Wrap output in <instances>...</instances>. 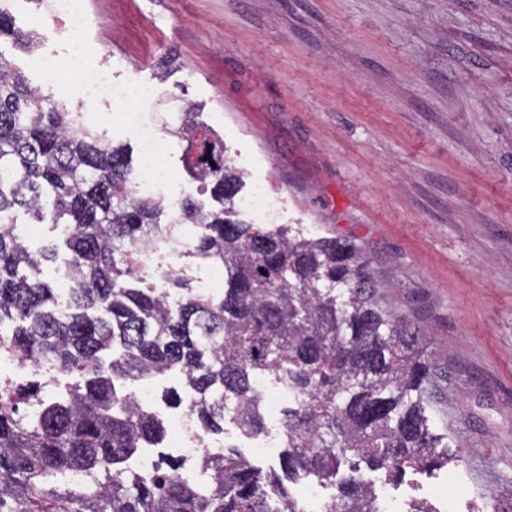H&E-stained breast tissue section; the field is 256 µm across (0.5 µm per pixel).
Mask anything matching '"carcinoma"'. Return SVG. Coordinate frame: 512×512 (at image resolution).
I'll return each instance as SVG.
<instances>
[{
  "instance_id": "carcinoma-1",
  "label": "carcinoma",
  "mask_w": 512,
  "mask_h": 512,
  "mask_svg": "<svg viewBox=\"0 0 512 512\" xmlns=\"http://www.w3.org/2000/svg\"><path fill=\"white\" fill-rule=\"evenodd\" d=\"M2 42L21 54L0 52V359L48 360L75 382L59 397L33 371L24 384L0 381V512H297L285 478L328 482L355 458L390 480L448 463L426 415L439 379L426 336L382 301L354 240L234 219L241 174L217 129L188 110L174 129L179 163L219 207L177 205V222L199 225L182 256L221 270L224 288L180 276L172 293L153 288L142 254L167 242L169 205L135 196L125 150L27 82L38 34L0 8ZM22 214L68 228L64 313L41 278L56 244L31 250ZM171 370L196 395L205 436L226 418L246 437L264 432L255 377L288 390L282 474L233 451L200 455L207 487L169 458L131 468L166 434L131 386ZM337 490L325 512H377L364 479Z\"/></svg>"
}]
</instances>
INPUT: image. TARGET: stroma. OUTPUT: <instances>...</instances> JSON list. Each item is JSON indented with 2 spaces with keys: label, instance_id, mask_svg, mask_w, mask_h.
Masks as SVG:
<instances>
[{
  "label": "stroma",
  "instance_id": "35a3bbf8",
  "mask_svg": "<svg viewBox=\"0 0 512 512\" xmlns=\"http://www.w3.org/2000/svg\"><path fill=\"white\" fill-rule=\"evenodd\" d=\"M39 33L41 60L81 51L156 89L155 113L193 107L264 183L281 226L356 241L378 291L429 336L444 390L428 411L453 461L376 495L410 512L512 506V0H84L73 42L33 0H0ZM137 149L104 104L63 101Z\"/></svg>",
  "mask_w": 512,
  "mask_h": 512
}]
</instances>
